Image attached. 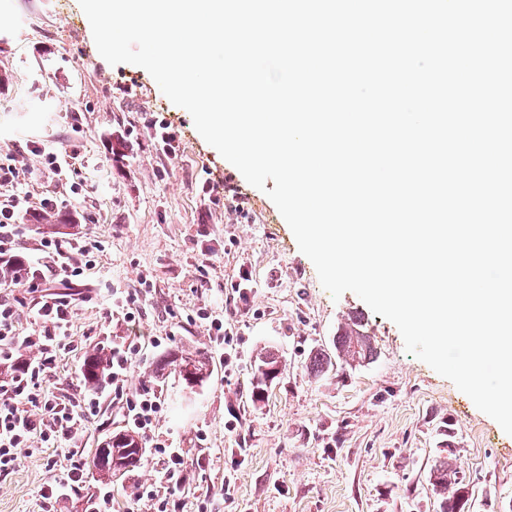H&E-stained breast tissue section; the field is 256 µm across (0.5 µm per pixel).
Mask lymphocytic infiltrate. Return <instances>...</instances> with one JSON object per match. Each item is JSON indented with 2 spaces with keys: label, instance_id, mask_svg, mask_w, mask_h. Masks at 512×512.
I'll list each match as a JSON object with an SVG mask.
<instances>
[{
  "label": "lymphocytic infiltrate",
  "instance_id": "lymphocytic-infiltrate-1",
  "mask_svg": "<svg viewBox=\"0 0 512 512\" xmlns=\"http://www.w3.org/2000/svg\"><path fill=\"white\" fill-rule=\"evenodd\" d=\"M26 201V196L18 193L0 201V266L15 267L10 287L25 288L38 295L32 308L36 327L26 335L15 328V303L0 299V360L16 356L21 359L10 381L0 383V475L15 470L21 449L36 443L69 446L64 462H48L51 476L39 490L42 512H60V504L79 494L86 483L85 464L72 447L82 426L97 415L100 399L86 394L57 396L45 388L58 357L74 350L70 333L73 300L69 294L51 291L50 286L82 277L84 263L99 243L88 236L65 243L47 239L40 256L21 261L16 252L20 236L17 216ZM30 349L36 351V358L24 359V352ZM140 349L141 336L137 333L113 345L108 380L113 397L122 405L125 428L150 440L149 455L159 466L156 480L140 485L135 499L150 504L153 512H178L187 482L186 462L180 449L154 439L162 400L154 391H134L127 386Z\"/></svg>",
  "mask_w": 512,
  "mask_h": 512
}]
</instances>
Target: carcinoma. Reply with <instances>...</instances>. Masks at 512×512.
I'll return each mask as SVG.
<instances>
[{
	"mask_svg": "<svg viewBox=\"0 0 512 512\" xmlns=\"http://www.w3.org/2000/svg\"><path fill=\"white\" fill-rule=\"evenodd\" d=\"M375 356L371 336L360 318L352 317L338 327L334 340V353L316 349L310 353L307 370L314 376H322L334 370L337 365L352 367L370 361ZM111 357L103 347L92 349L84 363L85 385L97 389L110 369ZM173 368L184 384L196 378L203 382L210 376L209 359L204 352L187 355H173L163 363ZM282 360L277 352L267 350L257 357L255 364L252 401L261 403L267 390L268 378H277L281 373ZM453 449H448V457L438 460L430 469L429 481L438 497L439 512H467L471 498L469 482L459 475L451 462ZM144 451L138 439L126 432H115L95 449L90 466L102 476L129 471L141 466Z\"/></svg>",
	"mask_w": 512,
	"mask_h": 512,
	"instance_id": "cac0c4a2",
	"label": "carcinoma"
}]
</instances>
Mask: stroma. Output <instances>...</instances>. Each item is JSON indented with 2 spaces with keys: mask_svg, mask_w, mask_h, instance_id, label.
Returning a JSON list of instances; mask_svg holds the SVG:
<instances>
[{
  "mask_svg": "<svg viewBox=\"0 0 512 512\" xmlns=\"http://www.w3.org/2000/svg\"><path fill=\"white\" fill-rule=\"evenodd\" d=\"M161 121L177 132L173 152L155 136ZM44 150L65 157L61 171L44 168ZM9 161L29 199L19 217L21 257L38 256L46 237L103 244L83 278L55 287L86 297L72 313L83 352L63 356L47 387L83 389L84 352L128 334L111 316L113 292L138 297L145 340L128 386L161 392L155 436L184 452L183 512H437L428 473L450 446L472 487V512H512V435L408 354L396 325L355 293L331 298L267 195L273 181L251 186L145 69L110 65L79 0H0V163ZM50 190L73 223H32ZM204 305L224 310L232 370L196 318ZM355 314L374 359L309 374V351L331 348ZM264 348L279 351L284 367L256 405L254 360ZM178 351L207 353L206 382L188 389L173 373L155 374ZM123 428L120 403L103 392L77 453L89 457ZM55 454L48 445L22 451L15 471L0 476V512H41L38 491ZM156 477L148 459L113 477L112 512H150L134 495Z\"/></svg>",
  "mask_w": 512,
  "mask_h": 512,
  "instance_id": "stroma-1",
  "label": "stroma"
}]
</instances>
